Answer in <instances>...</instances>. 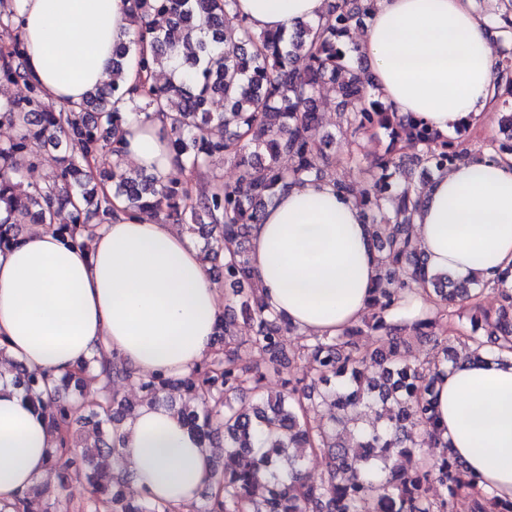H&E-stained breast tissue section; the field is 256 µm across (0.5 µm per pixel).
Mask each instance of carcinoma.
I'll use <instances>...</instances> for the list:
<instances>
[{
    "label": "carcinoma",
    "instance_id": "obj_1",
    "mask_svg": "<svg viewBox=\"0 0 512 512\" xmlns=\"http://www.w3.org/2000/svg\"><path fill=\"white\" fill-rule=\"evenodd\" d=\"M15 2L0 0V83L21 84L26 94L0 103V123L14 129L10 139L0 141V251L17 241L25 224H43L75 243L88 238L112 217L114 197L132 211L161 216L191 234L205 221L206 256L223 258L224 283L234 286L235 306L255 333L248 339L234 334L236 316L232 306H225L212 357L178 379L137 375L114 361L103 363L94 376L82 364L49 391L37 371L14 364V384L48 415L57 433L59 448L48 466L57 472L58 483L53 490L37 488L0 512H56L73 469L89 471L80 512H179L144 496L128 497L125 480L94 465L112 455L106 420L118 422L133 410L116 391L124 381L138 384L142 403H166L170 392H178L177 412L208 447L247 459L234 469H214L204 512H512V501L483 491L479 477L461 462L445 450L436 452L433 401L436 379L457 360L448 341L475 354L487 346L512 352V271L484 284L427 271L409 232L415 206L411 185L397 187L396 177L409 166L425 173L448 170L466 152L460 134L470 126L447 139L420 120L388 111L376 98L367 68L350 65L342 38L370 15L375 0H335L318 23L277 34L251 30L233 14L236 0H129L137 29L113 48L112 81L58 109L44 102L42 88L26 71ZM501 2L505 11L492 31L508 36L512 0ZM146 31L153 37L149 54L141 50ZM134 54L140 71L169 74L163 84L143 80L137 99L121 82ZM325 85L334 89L341 133L358 140L383 129L389 137L374 161L378 179L356 196L380 253L373 312L363 325L339 336L300 335L294 358L307 373L288 375L272 394L266 377L280 372L283 336L297 330L284 317L266 312L246 242L251 225L260 222L277 194L306 177L328 176L342 192H354L352 183L333 170L328 149L336 137L314 134ZM141 112L166 113L179 172L162 181L125 169L118 159L110 173L94 170L91 161L98 154L118 153L126 115ZM249 133L250 143H242ZM499 133L489 150L511 155L503 141L512 140V112L500 117ZM45 146L55 151L53 175L42 185L29 183L25 173L38 167L37 148ZM216 156L234 163L236 180L214 176L207 192L192 194L183 173L201 172ZM285 156L292 166L282 164ZM109 181L110 194L102 190ZM386 203L394 218L382 224L379 215ZM425 285L433 288L439 305L433 318L411 328L385 322L384 314L403 292ZM487 290L500 297L494 309L481 302ZM465 316L468 332L459 325ZM365 328L375 336L370 352L357 341ZM414 343L428 346L421 360L409 359ZM254 346L268 355L264 369L249 361ZM368 363L379 368L377 375L365 374ZM91 378L98 382L93 392ZM246 395L251 403L238 405ZM361 409L374 413L382 427L347 440L342 428ZM263 427L279 432L270 448L256 447ZM311 456L327 464L318 485L304 475ZM395 456L406 458L408 466H392L384 479H375L374 462L387 465Z\"/></svg>",
    "mask_w": 512,
    "mask_h": 512
}]
</instances>
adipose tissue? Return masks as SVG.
<instances>
[{"label":"adipose tissue","instance_id":"obj_1","mask_svg":"<svg viewBox=\"0 0 512 512\" xmlns=\"http://www.w3.org/2000/svg\"><path fill=\"white\" fill-rule=\"evenodd\" d=\"M26 62L47 103L81 101L108 80L112 48L133 26L127 0H18ZM258 32L289 30L327 13L326 0H236ZM476 0H377L354 47L383 102L445 134L484 123L495 108L498 60ZM120 158L159 178L176 165L157 114L128 115ZM413 235L428 271L489 282L512 269V155L483 153L413 192ZM77 246L45 227L0 252V345L59 383L100 357L139 375L180 378L210 357L222 291L189 235L123 200ZM253 279L268 311L300 332L335 336L370 314L378 254L360 207L333 179L279 193L250 229ZM427 290L385 314L410 325L434 316ZM438 433L484 490L512 500V354H484L440 375ZM112 469L138 493L178 507L213 484L211 457L164 405L111 423ZM58 441L47 418L0 380V506L47 477Z\"/></svg>","mask_w":512,"mask_h":512}]
</instances>
